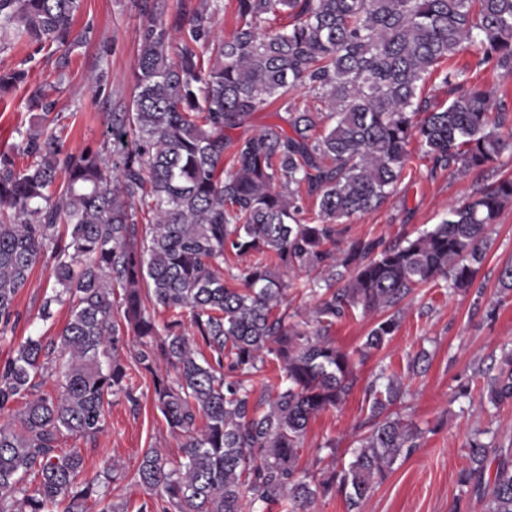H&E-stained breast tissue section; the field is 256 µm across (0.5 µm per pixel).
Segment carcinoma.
<instances>
[{
    "label": "carcinoma",
    "instance_id": "cac0c4a2",
    "mask_svg": "<svg viewBox=\"0 0 512 512\" xmlns=\"http://www.w3.org/2000/svg\"><path fill=\"white\" fill-rule=\"evenodd\" d=\"M81 6L0 0V32L69 47ZM218 10L201 0L159 22L143 4L130 105L108 117L110 156L65 154L46 124L22 136L29 165L0 154V335L46 256L58 289L40 318L63 304L70 315L58 336L26 337L0 367V414H11L0 425V512H86L116 481L111 463L87 476L82 449L61 441L102 433L119 394L138 407L125 349L184 442L178 460L147 449L135 473L146 497L105 512H309L333 491L356 508L418 447L395 410L401 380L383 368L348 465L328 475L300 465L310 420L354 386L352 355L332 329L358 310L384 313L365 355L392 339L416 289L469 287L486 227L512 205V176L413 238L345 246L336 225L394 194L413 142L431 175L482 168L512 144L505 100L442 68L469 48L476 66L511 74L512 0H235L228 37L213 28ZM282 15L288 28L273 27ZM433 75L450 87L446 106L422 95ZM23 79L0 68V92ZM300 89L316 105L299 106ZM273 104L287 128L227 134ZM226 254L254 260L226 279ZM273 263L317 276L284 282ZM290 292L317 296L307 318L288 311ZM152 307L168 313L163 323ZM267 365L257 397L246 376ZM482 395L494 407L512 401V349ZM483 434L468 438L457 483L485 512H512V448Z\"/></svg>",
    "mask_w": 512,
    "mask_h": 512
}]
</instances>
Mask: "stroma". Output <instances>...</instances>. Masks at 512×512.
Wrapping results in <instances>:
<instances>
[{
	"mask_svg": "<svg viewBox=\"0 0 512 512\" xmlns=\"http://www.w3.org/2000/svg\"><path fill=\"white\" fill-rule=\"evenodd\" d=\"M142 0H82L74 29L84 40L62 50L51 43L0 38V67L22 68L27 79L0 97V153L25 166L21 135L37 123L41 113L32 100L42 92L51 104L50 116L60 132L65 151L103 149L106 115L124 111L133 89L138 50L143 35ZM449 67L466 69L472 81L490 90L494 98L512 102V75L492 67H476L470 51L449 60ZM411 176L399 184L396 195L375 210L357 214L341 224V239L358 240L416 236L439 223L450 205L461 203L501 177L512 175V148H507L482 170L460 175L453 171L429 174L419 157H411ZM487 251L468 290L455 293L428 286L415 290L402 304L400 327L380 351L361 356L360 349L376 320L355 314L338 322L333 336L354 359V387L338 408L313 418L304 437L301 461L320 460L322 469L350 460L367 415L365 389L380 368L407 377L409 393L400 407L423 435L420 446L361 503L359 512H450L459 493L457 476L468 464L465 445L477 429L495 431L500 445L512 448V403L494 408L480 400H453L460 383L480 389L483 377L495 366L503 345H512V293H501L499 274L512 264V206L486 232ZM54 281L47 264H38L15 304L17 316L7 336L0 337V365L10 358L13 344L27 336H58L69 318L67 306H54L52 319L39 317L45 294ZM499 301L494 319L485 316L490 301ZM426 352L427 369L410 375L408 364L417 352ZM138 409L124 397L112 403L106 430L93 439L77 440L87 472L96 473L105 460L121 467L120 477L108 488L113 501L140 500L142 488L134 479L146 449L169 458L180 456L181 437L172 434L154 405L148 375L130 368ZM335 440L338 452L325 444Z\"/></svg>",
	"mask_w": 512,
	"mask_h": 512,
	"instance_id": "obj_1",
	"label": "stroma"
}]
</instances>
